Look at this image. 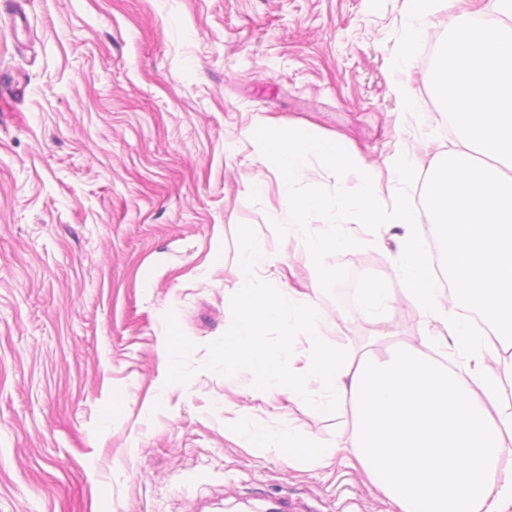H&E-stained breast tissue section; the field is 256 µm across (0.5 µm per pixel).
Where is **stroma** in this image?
Here are the masks:
<instances>
[{
  "mask_svg": "<svg viewBox=\"0 0 512 512\" xmlns=\"http://www.w3.org/2000/svg\"><path fill=\"white\" fill-rule=\"evenodd\" d=\"M0 12V512H400L343 465L289 467L225 433L230 404L268 428L350 440L354 413L267 399L225 368L244 235L290 287L353 307L352 280L393 290L398 226L356 251L311 260L289 234L284 193L333 198L314 159L283 186L246 131L260 122L338 137L381 170L404 154L423 175L453 127L430 86L446 12L396 71L409 0H13ZM408 85L416 114L397 93ZM426 322L396 299L383 323H348L330 345L357 353L416 342Z\"/></svg>",
  "mask_w": 512,
  "mask_h": 512,
  "instance_id": "35a3bbf8",
  "label": "stroma"
}]
</instances>
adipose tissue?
I'll list each match as a JSON object with an SVG mask.
<instances>
[{"mask_svg": "<svg viewBox=\"0 0 512 512\" xmlns=\"http://www.w3.org/2000/svg\"><path fill=\"white\" fill-rule=\"evenodd\" d=\"M458 2L411 0L408 39L394 54L398 66L409 67L413 43L430 16L447 10L430 83L448 109L456 142L434 163L426 211L403 190L381 205L373 171L335 138L274 124L246 132L260 163L285 181L302 176L313 157L334 167V199L313 192L284 197L288 231L303 237L311 257L360 245L359 236L338 228L308 234L310 213L332 204L367 227H405L398 263L402 292L425 318L426 336L383 355L354 357L327 340L346 315L329 317L291 288L262 294L240 288L233 326L220 348L226 366L249 372L268 395L304 401L321 414L351 402L355 432L342 457L401 512H512V466L502 456L512 445V407L502 401L498 373L484 366L486 356L512 349V0H487L490 24L476 22ZM352 174L363 188L355 201L343 191ZM424 212L439 236L438 262L418 233ZM440 275L447 288L437 287ZM274 323L282 327L276 351L266 336ZM300 334L307 347L299 353ZM435 348L456 357L457 366L433 357ZM228 431L241 447L278 449L292 466L324 467L340 457L299 428L268 431L246 408L236 410Z\"/></svg>", "mask_w": 512, "mask_h": 512, "instance_id": "1", "label": "adipose tissue"}]
</instances>
